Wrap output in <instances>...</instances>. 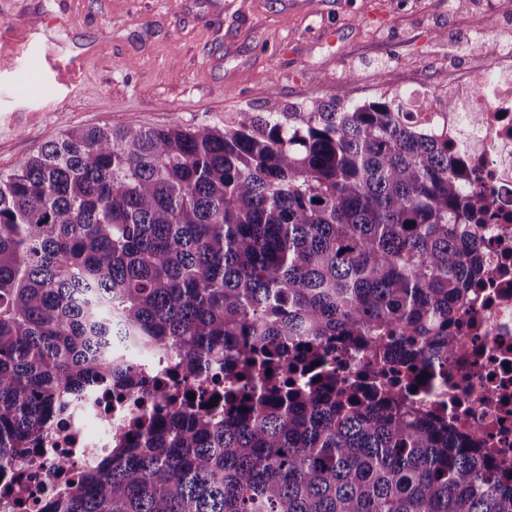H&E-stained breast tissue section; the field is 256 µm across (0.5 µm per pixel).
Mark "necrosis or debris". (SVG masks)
<instances>
[{"label": "necrosis or debris", "instance_id": "4bbe7bcc", "mask_svg": "<svg viewBox=\"0 0 512 512\" xmlns=\"http://www.w3.org/2000/svg\"><path fill=\"white\" fill-rule=\"evenodd\" d=\"M463 93L438 110L451 157L468 167L491 202V223L479 225L488 272L471 288L456 317L460 340L447 374L428 368L416 394L446 413L464 436H476L505 473L512 471V43L478 78L461 80ZM142 398L108 396L87 388L50 424L37 458L0 469V487L28 498L32 507L61 495L69 480L111 456L119 432L133 416L157 407Z\"/></svg>", "mask_w": 512, "mask_h": 512}]
</instances>
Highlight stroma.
Wrapping results in <instances>:
<instances>
[{"label":"stroma","instance_id":"obj_1","mask_svg":"<svg viewBox=\"0 0 512 512\" xmlns=\"http://www.w3.org/2000/svg\"><path fill=\"white\" fill-rule=\"evenodd\" d=\"M473 27L505 23L448 0H0V170L68 129L220 125L272 93L443 105L496 60L448 42Z\"/></svg>","mask_w":512,"mask_h":512}]
</instances>
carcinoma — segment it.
Wrapping results in <instances>:
<instances>
[{
	"label": "carcinoma",
	"mask_w": 512,
	"mask_h": 512,
	"mask_svg": "<svg viewBox=\"0 0 512 512\" xmlns=\"http://www.w3.org/2000/svg\"><path fill=\"white\" fill-rule=\"evenodd\" d=\"M408 106L272 94L222 126L67 130L0 171V467L90 384L137 392L128 354L220 374L195 408L154 382L161 413L41 512H512V476L391 387L400 354L448 366L486 273L488 199ZM302 346L364 351L378 386L306 375Z\"/></svg>",
	"instance_id": "carcinoma-1"
}]
</instances>
